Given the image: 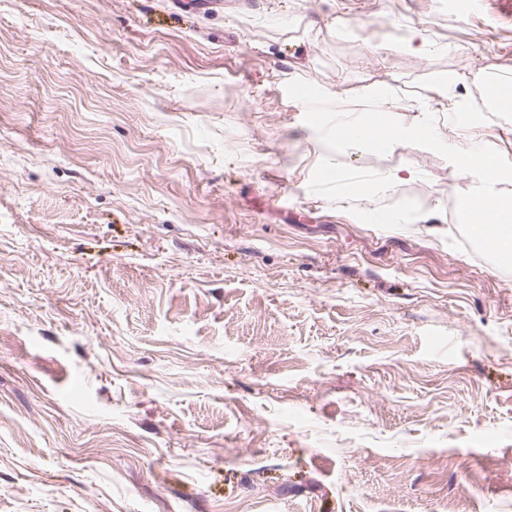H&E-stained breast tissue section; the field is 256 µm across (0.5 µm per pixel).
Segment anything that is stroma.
Wrapping results in <instances>:
<instances>
[{
    "label": "stroma",
    "instance_id": "1",
    "mask_svg": "<svg viewBox=\"0 0 512 512\" xmlns=\"http://www.w3.org/2000/svg\"><path fill=\"white\" fill-rule=\"evenodd\" d=\"M295 79L512 160L478 0H0V512H512L474 177L398 144L338 160L415 179L312 192Z\"/></svg>",
    "mask_w": 512,
    "mask_h": 512
}]
</instances>
